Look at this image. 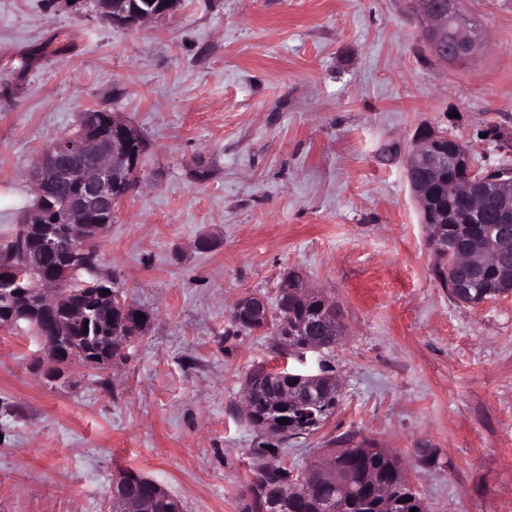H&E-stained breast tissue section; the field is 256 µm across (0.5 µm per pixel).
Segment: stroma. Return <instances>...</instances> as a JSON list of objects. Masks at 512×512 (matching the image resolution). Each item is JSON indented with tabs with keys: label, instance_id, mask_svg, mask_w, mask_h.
I'll list each match as a JSON object with an SVG mask.
<instances>
[{
	"label": "stroma",
	"instance_id": "35a3bbf8",
	"mask_svg": "<svg viewBox=\"0 0 512 512\" xmlns=\"http://www.w3.org/2000/svg\"><path fill=\"white\" fill-rule=\"evenodd\" d=\"M460 8L483 43L463 65L434 56L411 0H181L137 29L90 0H0V239L33 206L37 156L81 112L121 113L148 150L101 264L150 315L70 387L34 370L36 336L0 326V512H106L126 470L183 512H244L267 436L240 384L259 363L322 365L340 390L274 465L352 435L397 454L429 512H512V296L462 304L434 278L405 171L427 129L512 166V0ZM294 269L346 326L320 357L232 322L242 296L276 306Z\"/></svg>",
	"mask_w": 512,
	"mask_h": 512
}]
</instances>
